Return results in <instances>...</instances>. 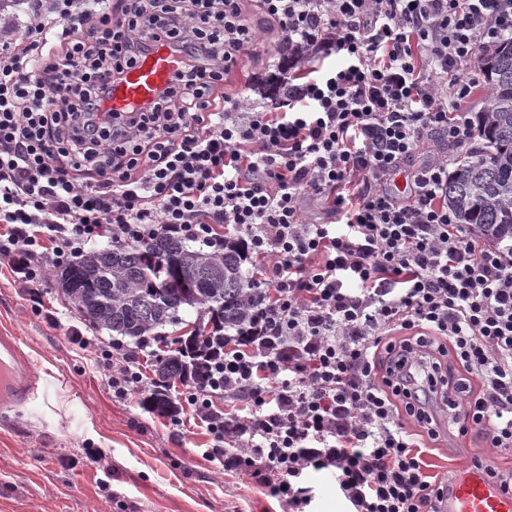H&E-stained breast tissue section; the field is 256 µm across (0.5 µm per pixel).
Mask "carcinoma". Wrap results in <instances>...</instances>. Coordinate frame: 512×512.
I'll return each mask as SVG.
<instances>
[{
	"mask_svg": "<svg viewBox=\"0 0 512 512\" xmlns=\"http://www.w3.org/2000/svg\"><path fill=\"white\" fill-rule=\"evenodd\" d=\"M491 91L487 109L471 118L482 139L479 156L462 162L444 190L458 222L512 252V39L482 59ZM234 244L219 253L190 248L165 233L147 242L92 249L59 268L58 283L84 320L141 342L157 327L194 310L208 318L157 362L149 406L171 414L170 383L206 377L216 331L246 323L251 309L243 264Z\"/></svg>",
	"mask_w": 512,
	"mask_h": 512,
	"instance_id": "obj_1",
	"label": "carcinoma"
}]
</instances>
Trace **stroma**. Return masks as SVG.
Masks as SVG:
<instances>
[{
  "label": "stroma",
  "mask_w": 512,
  "mask_h": 512,
  "mask_svg": "<svg viewBox=\"0 0 512 512\" xmlns=\"http://www.w3.org/2000/svg\"><path fill=\"white\" fill-rule=\"evenodd\" d=\"M259 48L230 75L225 90H250L272 60L276 36L253 15ZM17 337L45 389L29 406L0 414V512H288L242 472H229L204 451L209 437L180 408L168 416L146 408L145 392L116 400L95 359L120 342L81 320L53 278L34 288L0 262V334ZM478 438L426 453V473L443 480L468 463ZM305 512H352L328 472L306 474Z\"/></svg>",
  "instance_id": "1"
}]
</instances>
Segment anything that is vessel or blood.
<instances>
[{
  "label": "vessel or blood",
  "mask_w": 512,
  "mask_h": 512,
  "mask_svg": "<svg viewBox=\"0 0 512 512\" xmlns=\"http://www.w3.org/2000/svg\"><path fill=\"white\" fill-rule=\"evenodd\" d=\"M175 69V56L164 45L155 46L124 81L112 89V107L148 102L166 84ZM39 393L29 364L20 362L14 337L0 336V411L22 407ZM448 512H512V495L500 492L481 470L464 468L448 484Z\"/></svg>",
  "instance_id": "1"
}]
</instances>
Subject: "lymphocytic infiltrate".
Wrapping results in <instances>:
<instances>
[{
  "label": "lymphocytic infiltrate",
  "instance_id": "1",
  "mask_svg": "<svg viewBox=\"0 0 512 512\" xmlns=\"http://www.w3.org/2000/svg\"><path fill=\"white\" fill-rule=\"evenodd\" d=\"M25 2L0 40V259L28 283L104 237L220 252L231 229L260 260L248 321L183 393L209 458L289 512L321 471L354 512H440L421 445L452 428L512 448V255L443 195L475 151L464 104L512 0ZM255 13L297 55L266 72L267 103L224 90L260 42ZM158 44L178 58L165 89L107 108ZM432 131L451 154L394 195ZM325 193L336 222H308L304 198ZM153 345L101 351L114 397L144 389Z\"/></svg>",
  "mask_w": 512,
  "mask_h": 512
}]
</instances>
